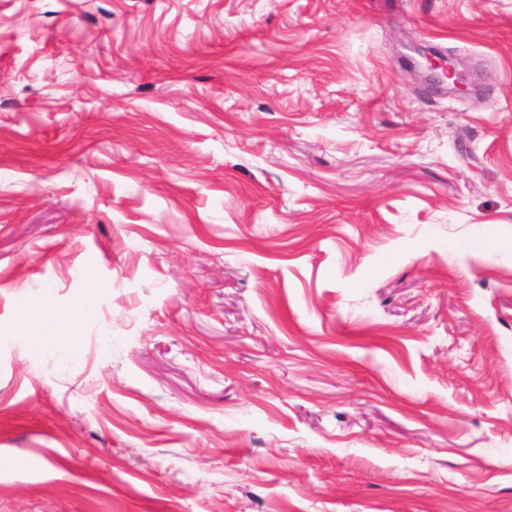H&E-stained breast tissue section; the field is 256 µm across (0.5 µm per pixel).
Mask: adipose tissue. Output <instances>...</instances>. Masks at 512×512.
Returning a JSON list of instances; mask_svg holds the SVG:
<instances>
[{
	"label": "adipose tissue",
	"mask_w": 512,
	"mask_h": 512,
	"mask_svg": "<svg viewBox=\"0 0 512 512\" xmlns=\"http://www.w3.org/2000/svg\"><path fill=\"white\" fill-rule=\"evenodd\" d=\"M93 305L90 296H83L69 309H58L50 290H42L39 299L24 305L21 315L31 326L27 338L30 351L40 355L64 351L75 354L83 345L84 323Z\"/></svg>",
	"instance_id": "obj_1"
}]
</instances>
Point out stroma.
<instances>
[{"instance_id":"1","label":"stroma","mask_w":512,"mask_h":512,"mask_svg":"<svg viewBox=\"0 0 512 512\" xmlns=\"http://www.w3.org/2000/svg\"><path fill=\"white\" fill-rule=\"evenodd\" d=\"M0 512H512V0H0ZM422 61L409 62L411 72L418 73L431 86L447 90L448 95L468 96L473 92V84L464 63L454 57L440 56L418 44L408 47ZM91 290L67 310L58 309L50 289H43L33 305L22 307L21 315L32 329L27 343L34 355L56 351L76 354L81 351L85 319L93 309L91 298L95 289Z\"/></svg>"}]
</instances>
